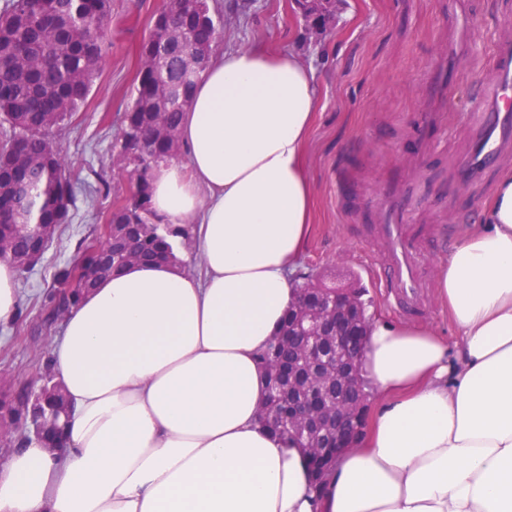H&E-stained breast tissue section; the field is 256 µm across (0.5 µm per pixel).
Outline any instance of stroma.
Instances as JSON below:
<instances>
[{
	"label": "stroma",
	"mask_w": 512,
	"mask_h": 512,
	"mask_svg": "<svg viewBox=\"0 0 512 512\" xmlns=\"http://www.w3.org/2000/svg\"><path fill=\"white\" fill-rule=\"evenodd\" d=\"M451 0H338L336 20L319 38L307 37L295 0H209L226 25L222 48L260 43L311 59L322 75V108L307 146L314 190L313 225L303 271L358 274L375 315L401 322L393 301L379 288L365 261L363 238L375 215L380 189L394 173L419 181L424 199L411 218L432 234L430 269L454 244L460 223H478L512 154L499 160L474 186L455 180L468 145L467 112L481 102L491 72L489 49L512 40V0H471L470 28L483 47L480 59L463 60L456 76L438 81L448 43ZM162 0H112V51L99 87L60 141L72 171L100 173L112 196L128 197L131 180L112 167L123 113L139 69L140 44ZM108 200L78 196L62 241L53 242L27 280L18 281L26 320L0 326V373L38 377L42 352L50 351L59 326L44 327L39 301L56 268L77 240L99 222Z\"/></svg>",
	"instance_id": "obj_1"
}]
</instances>
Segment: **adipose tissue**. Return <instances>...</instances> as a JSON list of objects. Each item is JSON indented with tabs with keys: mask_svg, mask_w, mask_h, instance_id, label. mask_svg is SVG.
<instances>
[{
	"mask_svg": "<svg viewBox=\"0 0 512 512\" xmlns=\"http://www.w3.org/2000/svg\"><path fill=\"white\" fill-rule=\"evenodd\" d=\"M317 72L260 45L213 54L183 114V158L150 207L188 224L178 265L133 263L63 320L60 450L0 464V512H512V172L438 272L456 331L377 321L361 372L381 396L321 488L258 423L259 355L294 303L312 218L305 145Z\"/></svg>",
	"mask_w": 512,
	"mask_h": 512,
	"instance_id": "1",
	"label": "adipose tissue"
}]
</instances>
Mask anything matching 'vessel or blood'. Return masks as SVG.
I'll list each match as a JSON object with an SVG mask.
<instances>
[{
    "label": "vessel or blood",
    "mask_w": 512,
    "mask_h": 512,
    "mask_svg": "<svg viewBox=\"0 0 512 512\" xmlns=\"http://www.w3.org/2000/svg\"><path fill=\"white\" fill-rule=\"evenodd\" d=\"M473 43L464 35L448 41V70L456 72L460 58L471 55ZM493 78L482 88L483 106L468 113L469 145L458 164L462 181H481L488 168L512 152V41L499 40L491 49ZM412 185L389 186L381 223L372 225L369 243L381 247L375 270L382 288L408 316L421 314L428 288L425 275L428 240L417 235L407 218L418 207Z\"/></svg>",
    "instance_id": "obj_1"
}]
</instances>
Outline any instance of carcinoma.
<instances>
[{"label":"carcinoma","instance_id":"carcinoma-1","mask_svg":"<svg viewBox=\"0 0 512 512\" xmlns=\"http://www.w3.org/2000/svg\"><path fill=\"white\" fill-rule=\"evenodd\" d=\"M112 0H7L0 10V252L22 277L31 272L29 254L45 249L40 241L20 228L22 224H50L53 232L69 220L76 188L85 185L95 195L111 193L100 179L93 186L68 167L55 140L88 102L105 58L112 47ZM171 26L188 31L184 43L164 44ZM224 32L222 16L210 13L208 0H169L152 17L148 38L140 48V67L132 101L124 112L120 131L119 166L134 165L133 191L117 199L101 213L113 225L112 237L93 230L80 240L68 260L55 272L45 294L40 316L44 325H54L53 312L60 305L77 306L97 283L130 263H158L174 259L171 239L191 242V225L160 224L149 206L151 169L173 158L179 148V128L196 78L186 77L189 56L204 54ZM296 299L279 331L260 361L269 383L288 394L282 372L290 360L314 342L332 351L334 340L315 336L299 327L298 305L308 293L327 287L311 273L293 279ZM355 328L369 329L372 300L360 278L342 286ZM48 404L44 417L59 424L66 401L61 384L49 378ZM308 394L301 386L291 392ZM371 392L365 380L358 382L352 414L363 423ZM292 416L288 402L269 405L259 418L261 427L291 441L319 444L321 456L309 459L315 481L336 460V445L325 431L307 433L299 441L288 431Z\"/></svg>","mask_w":512,"mask_h":512}]
</instances>
